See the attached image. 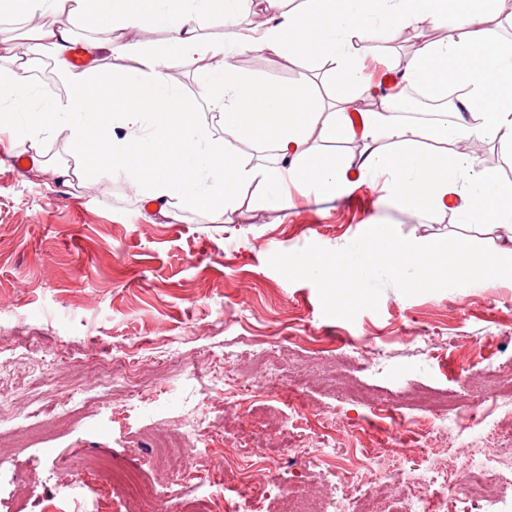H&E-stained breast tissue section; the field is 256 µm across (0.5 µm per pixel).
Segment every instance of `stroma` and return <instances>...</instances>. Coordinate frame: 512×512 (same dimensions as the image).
<instances>
[{
  "label": "stroma",
  "instance_id": "1",
  "mask_svg": "<svg viewBox=\"0 0 512 512\" xmlns=\"http://www.w3.org/2000/svg\"><path fill=\"white\" fill-rule=\"evenodd\" d=\"M446 27L419 33L387 31L358 46L364 70L407 59ZM235 67L274 84L309 78L324 100L338 87L326 66L303 56L289 61L243 53ZM186 103L215 136L224 130L203 106L194 74L179 62L167 70ZM0 147V378L22 383L45 353L69 364L62 387L40 391L41 402L86 388L100 374L98 356L121 345L142 372L147 393L179 400L198 394L210 371L237 380L238 422L212 418L204 443H190L166 474L150 448L153 430L180 425L132 409L112 386L110 435L95 434L86 417L0 456V512H114L98 473L86 460L109 457L158 482L163 512H182L190 490L175 480L201 448L225 441L259 442L268 467L259 481L323 498L343 512L350 489L338 468L317 459L334 440L337 458L376 448H401L390 466L410 469L430 446L439 467L461 474L479 448L449 446L437 415L405 402L423 387L447 392L467 414L476 439L495 427L481 377L512 370V282L481 279L470 288H401L385 281L366 296L336 305V293L304 275L307 257L328 258L382 224L396 237H456L479 249L486 237L461 228L455 211L414 220L387 203L381 186L363 183L340 197L293 196L275 213L216 215L180 209L155 217L121 179L62 189L28 163L13 166ZM303 441L290 453L285 439ZM55 457H46V449ZM77 498L60 504L67 485Z\"/></svg>",
  "mask_w": 512,
  "mask_h": 512
}]
</instances>
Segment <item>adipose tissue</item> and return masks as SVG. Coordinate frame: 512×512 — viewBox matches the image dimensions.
I'll return each instance as SVG.
<instances>
[{
  "label": "adipose tissue",
  "instance_id": "adipose-tissue-1",
  "mask_svg": "<svg viewBox=\"0 0 512 512\" xmlns=\"http://www.w3.org/2000/svg\"><path fill=\"white\" fill-rule=\"evenodd\" d=\"M270 24L244 29L235 21L249 0H0V14L53 13L61 23L38 25L25 47L12 33L0 35V133L27 143L31 166L54 184L71 188L109 174L124 179L141 199L173 217L174 204L213 213L275 212L291 193L334 196L351 185L383 181L388 200L413 217L441 209L448 195L461 204L467 228L490 237L480 262L450 244L414 243L383 225L367 227V244L302 270L349 303L357 289L381 281L401 287H470L476 276L512 279V182L481 166L467 141L491 140L512 152V40L488 24L492 0H302L284 10L283 0H264ZM221 15L227 31L205 38L199 25ZM81 18L95 35L87 46L119 53L129 42L119 31L152 23L167 28L164 43L138 51L139 65L113 73L104 95L96 72L73 71L67 53L74 39L68 17ZM448 21L446 37L423 44L404 81L431 95L456 90L451 112L433 122L406 124L392 115V99L361 115L353 129L348 107L364 88L358 43L382 30L418 31ZM244 52L289 58L302 53L328 65L343 97L327 106L304 83L269 85L244 75L234 58ZM50 56L67 91L51 100L32 81L42 56ZM193 69L201 95L224 127L217 137L201 123L167 78L172 61ZM65 135L70 154L52 163L41 135ZM360 140L358 153L313 155L314 141ZM232 140L271 146L270 161H252L229 150ZM443 145L440 153L426 143Z\"/></svg>",
  "mask_w": 512,
  "mask_h": 512
}]
</instances>
